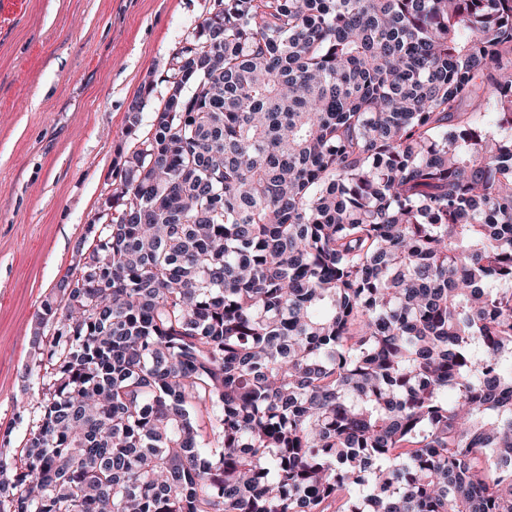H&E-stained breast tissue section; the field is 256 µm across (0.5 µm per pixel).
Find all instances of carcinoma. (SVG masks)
<instances>
[{
    "instance_id": "1",
    "label": "carcinoma",
    "mask_w": 512,
    "mask_h": 512,
    "mask_svg": "<svg viewBox=\"0 0 512 512\" xmlns=\"http://www.w3.org/2000/svg\"><path fill=\"white\" fill-rule=\"evenodd\" d=\"M185 42L0 512H512V0H214Z\"/></svg>"
}]
</instances>
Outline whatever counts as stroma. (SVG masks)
Returning <instances> with one entry per match:
<instances>
[{
    "label": "stroma",
    "instance_id": "35a3bbf8",
    "mask_svg": "<svg viewBox=\"0 0 512 512\" xmlns=\"http://www.w3.org/2000/svg\"><path fill=\"white\" fill-rule=\"evenodd\" d=\"M0 23V438L17 447L32 400L31 340L112 191L144 83L143 124L173 50L211 0H25Z\"/></svg>",
    "mask_w": 512,
    "mask_h": 512
}]
</instances>
